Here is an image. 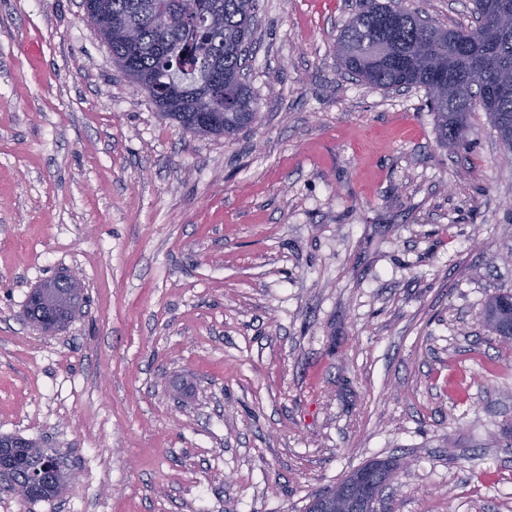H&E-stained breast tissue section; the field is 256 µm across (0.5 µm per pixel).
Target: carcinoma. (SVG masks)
Wrapping results in <instances>:
<instances>
[{
	"mask_svg": "<svg viewBox=\"0 0 512 512\" xmlns=\"http://www.w3.org/2000/svg\"><path fill=\"white\" fill-rule=\"evenodd\" d=\"M99 18L98 34L119 70L148 92L162 117L191 133L207 108L214 123L201 136L232 138L258 119L257 102L244 77L257 24L256 0H85ZM476 25L441 27L395 0H358L342 29L336 57L344 71L371 87L389 91L422 88L434 112L441 142L458 145L470 133L472 112L486 113L505 156L512 158V0H473ZM138 30L126 43L117 28ZM492 295L484 324L511 345L501 328L500 301ZM391 459L370 462L339 485L356 512H374L379 493L395 477ZM40 499L58 497L71 475L48 468ZM336 489L313 497L307 512H332Z\"/></svg>",
	"mask_w": 512,
	"mask_h": 512,
	"instance_id": "1",
	"label": "carcinoma"
}]
</instances>
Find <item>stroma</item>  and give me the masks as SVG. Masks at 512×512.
<instances>
[{"label": "stroma", "instance_id": "obj_1", "mask_svg": "<svg viewBox=\"0 0 512 512\" xmlns=\"http://www.w3.org/2000/svg\"><path fill=\"white\" fill-rule=\"evenodd\" d=\"M355 7L258 0L259 119L224 139L161 118L83 0H0V435L72 473L0 512H306L387 457L376 512H512V347L482 323L512 160L484 112L448 149L423 89L344 74ZM61 269L84 308L44 333L23 309ZM43 485L41 496L37 498H27V500H50L55 499L58 496L57 491L59 488L66 487L67 483L71 480V474L69 475L65 470L54 472L52 468L44 470L42 475Z\"/></svg>", "mask_w": 512, "mask_h": 512}]
</instances>
